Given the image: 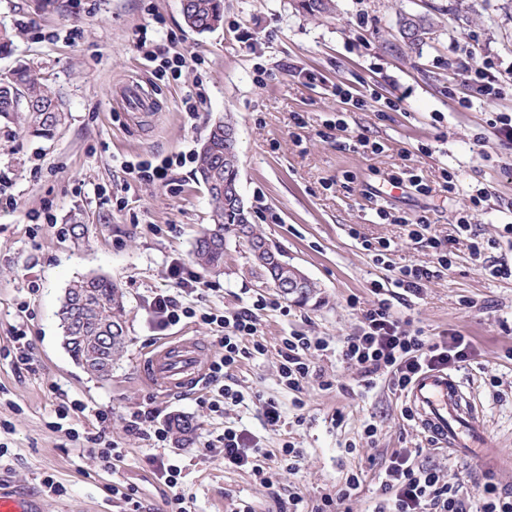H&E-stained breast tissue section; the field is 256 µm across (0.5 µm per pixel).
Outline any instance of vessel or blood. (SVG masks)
I'll list each match as a JSON object with an SVG mask.
<instances>
[{
  "mask_svg": "<svg viewBox=\"0 0 512 512\" xmlns=\"http://www.w3.org/2000/svg\"><path fill=\"white\" fill-rule=\"evenodd\" d=\"M143 376L158 390L171 393L200 382L206 372L194 338H179L140 361ZM419 427L437 444L470 455L486 466L497 465L483 416L462 381L445 370L418 376L404 398ZM36 504L18 494L0 492V512H36Z\"/></svg>",
  "mask_w": 512,
  "mask_h": 512,
  "instance_id": "vessel-or-blood-1",
  "label": "vessel or blood"
}]
</instances>
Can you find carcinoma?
<instances>
[{"label":"carcinoma","instance_id":"carcinoma-1","mask_svg":"<svg viewBox=\"0 0 512 512\" xmlns=\"http://www.w3.org/2000/svg\"><path fill=\"white\" fill-rule=\"evenodd\" d=\"M300 7L311 15H331L335 0H300ZM185 24L198 33L218 28L224 20V0H187L182 10ZM436 25L429 14L403 13L398 28L411 32L410 43L424 42ZM17 112L32 113L33 132L48 136L64 118L62 103L48 91L42 78L25 67H17L0 77V116ZM236 122L230 113L218 118L209 128L199 153L198 172L211 207V227L196 239L193 259L205 272L224 271V251L229 238L247 244L255 273L273 284L284 266L270 265L268 256L258 252L267 241L261 227L252 223L247 206L224 203V184H239L237 138L231 136ZM63 344L88 373L106 379L112 364L120 360L127 343L124 293L103 275L83 276L69 285L60 307ZM172 431L187 442L195 425L187 416L171 419Z\"/></svg>","mask_w":512,"mask_h":512}]
</instances>
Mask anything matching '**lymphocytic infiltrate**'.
<instances>
[{
	"label": "lymphocytic infiltrate",
	"mask_w": 512,
	"mask_h": 512,
	"mask_svg": "<svg viewBox=\"0 0 512 512\" xmlns=\"http://www.w3.org/2000/svg\"><path fill=\"white\" fill-rule=\"evenodd\" d=\"M428 245L438 250L437 268L407 265L399 268L393 281L395 288L416 296L427 284L449 269L448 254L441 240L426 238ZM267 306L266 300H257L252 308L229 317L206 316V323H217L224 330L220 344L224 350L219 359L209 366V380L218 384L225 401L238 402L240 394L223 378L241 359L264 353L265 346L256 340L258 313ZM252 337V345H245V337ZM328 342L317 336L292 335L284 338L280 352L279 372L288 390L298 392L310 376L308 354L326 351ZM341 358L357 371L364 388L375 386L377 377H388L394 392L405 393L423 371L450 368L470 361L475 354L471 340L458 333L438 338L423 336L421 330L405 328L392 312L390 299L377 300L362 313V329L345 337L341 344ZM226 463L251 466L261 483L272 484L274 474L256 459L260 448L252 445L249 435L234 428H226L221 439ZM380 490L385 497L387 512H470L468 502L478 497L479 512H512V492L499 489L493 481L479 485L469 492L459 476H445L439 467L418 462L411 451L399 450L392 454L383 471Z\"/></svg>",
	"instance_id": "lymphocytic-infiltrate-1"
}]
</instances>
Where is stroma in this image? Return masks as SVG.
<instances>
[{"label":"stroma","mask_w":512,"mask_h":512,"mask_svg":"<svg viewBox=\"0 0 512 512\" xmlns=\"http://www.w3.org/2000/svg\"><path fill=\"white\" fill-rule=\"evenodd\" d=\"M336 0L330 18H315L297 0H224V23L197 33L183 20L181 0H0V26L15 34L0 54V73L24 64L43 77L63 102L65 119L48 138L35 136L26 113L0 117V488L36 498L42 512H127L116 486L136 490L140 512H169L173 494L188 512H289L293 496L308 506L335 494L348 474L364 482L352 512H373L380 502L377 476L394 451L420 450L444 472L475 486L493 478L512 491V279L484 274L455 224L474 187L486 188L472 229L496 238L492 260L512 265V142L499 134L497 114L512 115V96L487 100L467 57L489 58L502 79L512 78V0ZM430 13L436 32L424 44H406L399 13ZM146 33V49L136 37ZM184 55L175 74L163 59ZM140 83L156 111H129L120 86ZM344 85L354 99L336 95ZM205 96L195 114L185 101ZM237 121L240 192L253 223L320 290L307 305L280 301L275 288L252 274L245 244L229 240L224 271L198 273L197 291L182 295L196 315L159 328L154 298L177 292L173 264L196 270L192 245L211 222L207 192L197 180L198 155L209 125L224 113ZM343 120L345 130L334 127ZM382 146L356 149L358 135ZM190 155L166 182L132 178L129 161ZM456 176V193L443 188V172ZM417 175L424 188L402 186ZM385 208L389 220L376 211ZM425 217L432 235L448 240L450 269L417 297L393 304V314L429 337L458 333L477 354L456 374L483 409L499 459L486 471L452 451H433L404 403L385 380L363 391L355 370L335 346L361 326L376 296L372 283L389 285L404 265H432L431 248L412 239L398 217ZM84 227L74 238L71 227ZM391 242L389 265L374 262L353 231ZM121 284L126 295L129 346L109 380L86 373L62 342L58 312L66 288L87 274ZM271 301L260 311L265 352L241 360L224 377L243 395L239 405L212 411L220 395L202 382L195 390L160 395L144 380L140 357L174 336H192L200 358L221 352L218 328L201 316L230 315ZM33 345L34 368L11 354L16 329ZM292 334L326 338L330 350L312 354L315 377L295 393L279 376L280 348ZM339 379L329 390L320 378ZM498 379L492 389L490 379ZM81 401L85 412L57 420V393ZM274 401L281 420L270 425L264 404ZM158 408L163 419L184 415L197 426L192 444L154 447L129 431L126 414ZM112 420L99 427L94 409ZM375 424V444L363 438ZM255 438L268 466L280 450L303 451L298 473L282 471L270 486L250 468L226 466L215 442L225 427ZM104 431L122 455L113 467L84 452L85 432ZM180 469L177 488L158 470L157 458ZM52 477L60 494L42 485Z\"/></svg>","instance_id":"35a3bbf8"}]
</instances>
